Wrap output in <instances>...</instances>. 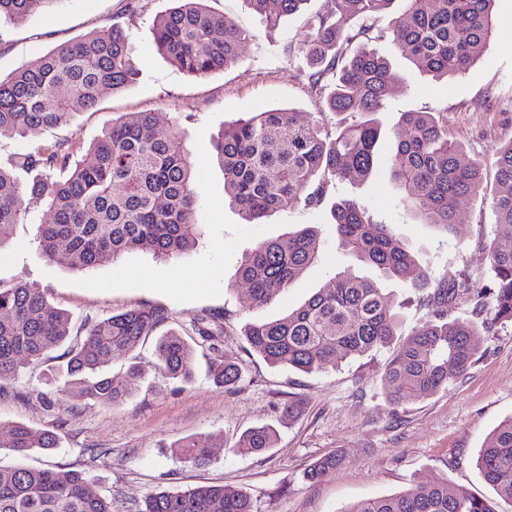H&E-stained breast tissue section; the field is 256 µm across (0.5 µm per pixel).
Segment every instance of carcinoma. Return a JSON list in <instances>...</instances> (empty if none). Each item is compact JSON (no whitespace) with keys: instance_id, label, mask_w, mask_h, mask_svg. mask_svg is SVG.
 <instances>
[{"instance_id":"cac0c4a2","label":"carcinoma","mask_w":512,"mask_h":512,"mask_svg":"<svg viewBox=\"0 0 512 512\" xmlns=\"http://www.w3.org/2000/svg\"><path fill=\"white\" fill-rule=\"evenodd\" d=\"M61 0H0V20H21L54 10ZM176 6L153 22L157 51L195 77L232 65L248 38L233 21L217 17L204 0H174ZM266 27L300 11L308 0H247ZM395 0H321L307 20L297 46L308 78L335 121L302 122L291 109L253 113L224 126L214 142L224 172V196L246 224H262L274 213L303 201L318 205L333 183L359 184L376 167L382 125L391 91L387 59L373 43L392 34L391 46L421 74L448 78L467 73L498 37L496 0H405L406 9L382 28ZM138 68L129 34L120 24L54 49L36 69L0 77V138L22 136L37 127H56L76 112L97 106L107 95L134 83ZM390 173L402 205L418 222L451 236L461 199L486 192L483 165L467 161L448 140L443 117L404 112L391 136ZM63 143L38 146L13 166L36 172L24 185L0 166V252L13 242L15 225L30 205L45 199L52 222L40 225L39 246L49 261L75 273L118 261L145 244L163 260L186 255L201 236L195 213L196 171L177 125L157 128L151 112L125 113L89 146L82 159ZM494 185L490 205L496 217L486 244L491 286L476 289L461 273L432 281L389 224H377L354 199L331 208L337 247L381 278L427 292L426 317L407 342L393 347L403 314L381 282L348 270L335 274L334 287L321 288L283 317L249 323L243 335L249 353L268 364L304 373L334 368L371 351L386 349L382 385L397 406L433 394L456 381L477 361L479 338L497 323H512V142L492 147ZM311 226L262 240L245 253L239 276L250 303L263 306L290 288L318 258ZM471 305V318L450 316L458 301ZM167 308L139 304L84 323V337L63 353L68 375L82 377V394L102 405H118L141 379L137 365L119 382L107 374L113 359L140 341L158 336L155 369L188 381L194 347L184 333L169 329ZM71 316L52 306L44 293L25 284L0 286V387L17 379L24 365L66 343ZM217 386L241 379L239 359L225 355L215 364ZM276 429H247L236 449L259 453L273 447ZM214 437L201 434L179 445L186 462L210 458ZM57 444L49 430L16 423L0 436V448L25 455ZM332 454L314 462L308 477H323L340 465ZM476 466L499 501L477 498L440 479L424 489L363 499L345 512H503L512 506V417L501 422L479 451ZM0 512H113L112 499L96 494L78 470L0 468ZM136 512H256L243 494L205 485L146 496Z\"/></svg>"}]
</instances>
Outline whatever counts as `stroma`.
Wrapping results in <instances>:
<instances>
[{
    "instance_id": "obj_1",
    "label": "stroma",
    "mask_w": 512,
    "mask_h": 512,
    "mask_svg": "<svg viewBox=\"0 0 512 512\" xmlns=\"http://www.w3.org/2000/svg\"><path fill=\"white\" fill-rule=\"evenodd\" d=\"M128 2L62 0L52 12L0 25L4 77L37 67L58 46L113 23L128 30L139 68L135 84L72 115L67 124L0 139V163L56 142L85 149L113 118L128 112L155 113L159 129L178 126L196 164L200 203L195 217L204 234L183 259H156L146 245L117 263L77 274L42 256L39 226L51 215L40 201L15 226L12 247L0 254V285L40 289L49 303L68 311L77 326L143 302L166 307L173 328L179 330L189 329L194 318L211 315L222 329L218 348L195 344L193 377L180 382L154 369L155 340L146 338L108 368L117 380L133 364L143 372L136 392L114 407L84 399L75 386L66 396L38 399V392L64 381L62 352L52 351L27 365L16 382L0 388V434L22 422L57 433L58 445L25 457L2 449L0 467L85 471L92 489L111 497L114 512H134L136 503L152 493L200 485L246 494L257 512H346L360 500L398 494L437 479L479 497H494L475 461L489 434L512 417V323L496 325L481 337L478 361L454 384L407 401L395 412L379 383L387 350L307 374L250 357L242 334L246 323L278 319L318 289L333 287L337 270L376 277L375 269L337 249L330 218L336 198L353 197L375 222L393 225L433 278L466 272L480 288L488 278L485 246L494 222L489 205L461 200L452 238L413 220L391 179L386 161L390 142L385 139L382 159L367 181L329 188L320 207L300 203L267 223H243L224 199L213 143L225 124L250 112L289 108L300 120L320 119L323 103L310 86L309 70L290 53L306 36L305 17H284L270 30L246 0H207L211 13L232 19L249 38L232 66L199 78L177 69L156 50L153 21L172 8L173 0H139L133 12ZM494 11L499 42L488 47L469 73L448 80L412 74L388 42L378 44L394 81L387 110L380 116L384 129L392 130L404 112L443 114L449 140L467 157L484 163L488 185L494 182L493 145L512 141V0H496ZM308 225L318 233L320 259L273 303L249 306L248 290L238 280L242 255L261 240ZM220 352L241 360L244 380L238 388L214 384L209 366ZM291 403L296 409L290 414L286 407ZM265 423L278 431L273 448L235 451L243 431ZM200 434L216 437L209 462L180 460L176 446ZM337 451L344 456L339 469L315 481L307 479L313 461Z\"/></svg>"
}]
</instances>
